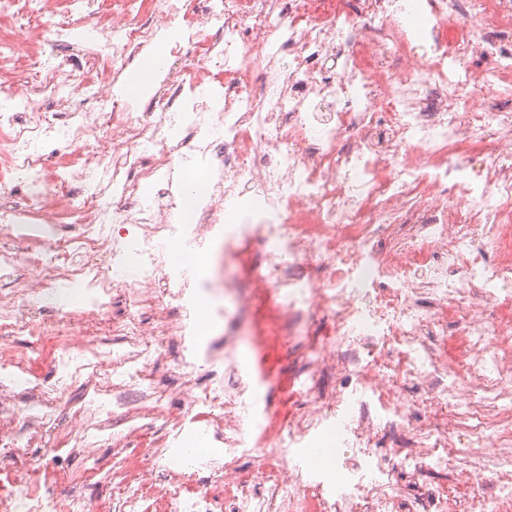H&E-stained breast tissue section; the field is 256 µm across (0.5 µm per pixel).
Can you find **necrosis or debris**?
<instances>
[{
    "label": "necrosis or debris",
    "mask_w": 512,
    "mask_h": 512,
    "mask_svg": "<svg viewBox=\"0 0 512 512\" xmlns=\"http://www.w3.org/2000/svg\"><path fill=\"white\" fill-rule=\"evenodd\" d=\"M70 3L0 0V20L28 42L65 51L25 65L0 39V288L11 287L0 338L28 337L34 355L47 335L65 338L50 377L0 362V398L19 378L28 398L0 410V512H99L82 493L97 478L112 487L108 512H455L446 489L407 477L457 455L472 483L493 474L494 512H512V435L495 428L512 403V0ZM173 29L169 57L193 74L164 77L135 107L125 71ZM46 142L82 152L52 169ZM197 159L208 189L181 224L172 179ZM230 205L243 218L228 237ZM28 224L52 225L51 238L23 234ZM218 240L225 277L212 288L250 312L260 372L276 331L267 314L288 331L333 315L310 373L340 376L338 388L308 387L310 411L268 416L251 436L242 380L196 377L239 345L236 322L178 356L182 406L147 376L195 319L170 246ZM244 280L268 293L270 312L251 307ZM61 288L81 300L46 309ZM452 313L459 364L425 342L447 335ZM411 381L447 424L414 423L399 396ZM79 385L65 433L61 400ZM341 413L344 467L360 476L315 480L288 443ZM118 418L129 436L113 433ZM138 431L154 436L147 453ZM188 433L208 439L207 454L183 457L174 443ZM246 442L276 471H241ZM112 446L109 470L84 471L61 500L57 461Z\"/></svg>",
    "instance_id": "4bbe7bcc"
}]
</instances>
